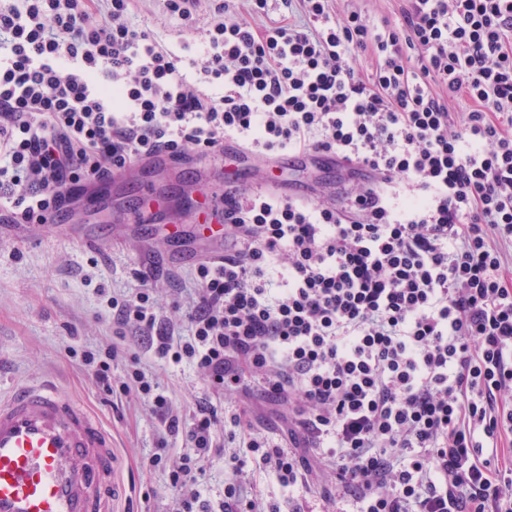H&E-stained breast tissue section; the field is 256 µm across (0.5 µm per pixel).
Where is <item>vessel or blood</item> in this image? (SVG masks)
<instances>
[{"instance_id": "1", "label": "vessel or blood", "mask_w": 512, "mask_h": 512, "mask_svg": "<svg viewBox=\"0 0 512 512\" xmlns=\"http://www.w3.org/2000/svg\"><path fill=\"white\" fill-rule=\"evenodd\" d=\"M112 434L49 383L0 397V512H112Z\"/></svg>"}]
</instances>
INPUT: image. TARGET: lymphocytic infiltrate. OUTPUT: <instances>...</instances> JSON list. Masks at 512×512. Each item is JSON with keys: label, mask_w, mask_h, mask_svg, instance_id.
Returning <instances> with one entry per match:
<instances>
[{"label": "lymphocytic infiltrate", "mask_w": 512, "mask_h": 512, "mask_svg": "<svg viewBox=\"0 0 512 512\" xmlns=\"http://www.w3.org/2000/svg\"><path fill=\"white\" fill-rule=\"evenodd\" d=\"M136 2L0 0L1 221L54 222L73 186L228 142L367 180L338 206L226 191L224 259L197 266L186 335L150 289L111 298L158 358L292 408L282 438L232 413L223 445L212 404L174 414L134 364L123 393L187 442L146 463L167 512H280L246 478L294 491L318 466L336 512H512V0H405L377 24L354 0H162L201 27L195 51L136 23ZM215 457L214 507L198 486Z\"/></svg>", "instance_id": "f902f5d3"}]
</instances>
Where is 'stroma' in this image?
Wrapping results in <instances>:
<instances>
[{
    "mask_svg": "<svg viewBox=\"0 0 512 512\" xmlns=\"http://www.w3.org/2000/svg\"><path fill=\"white\" fill-rule=\"evenodd\" d=\"M140 22L163 36L167 44H195L192 30H177L163 16L159 0H139ZM244 167L251 183L276 179L301 182L320 201L332 203L342 186L332 168H284L260 155L232 161L203 158L190 164L158 167L144 161L110 182L106 191L82 200L71 221L101 234L100 245L74 242L65 229L36 224L0 223V388L52 381L84 403L112 432L113 479L121 492L112 512H164L171 496L166 475L143 468L160 441L182 452L185 441L164 438L159 420L135 397L109 395L82 364L78 353L116 347L112 385L120 387L140 356L165 391L172 409L189 416L197 402L210 401L219 412L233 413L238 398L215 391L192 365H168L153 359L133 331L118 335L107 299L137 288L135 272L150 276L164 315L183 318L180 308L194 285L193 262L175 257L177 249L202 250L201 216L189 201L196 190L220 187L227 173ZM152 185L182 210H162L152 224H130L124 218L136 205L142 185Z\"/></svg>",
    "mask_w": 512,
    "mask_h": 512,
    "instance_id": "1",
    "label": "stroma"
}]
</instances>
